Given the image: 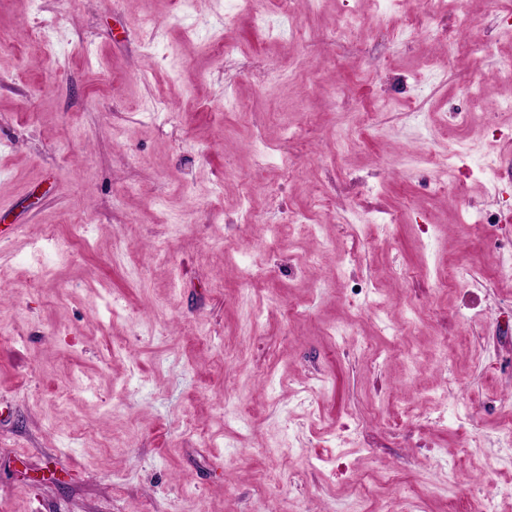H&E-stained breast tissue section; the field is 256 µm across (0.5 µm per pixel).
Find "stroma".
Segmentation results:
<instances>
[{
	"label": "stroma",
	"mask_w": 512,
	"mask_h": 512,
	"mask_svg": "<svg viewBox=\"0 0 512 512\" xmlns=\"http://www.w3.org/2000/svg\"><path fill=\"white\" fill-rule=\"evenodd\" d=\"M510 99L512 0H0V512H512Z\"/></svg>",
	"instance_id": "stroma-1"
}]
</instances>
